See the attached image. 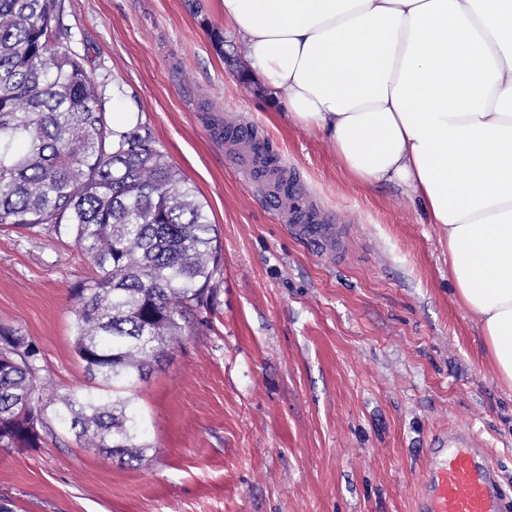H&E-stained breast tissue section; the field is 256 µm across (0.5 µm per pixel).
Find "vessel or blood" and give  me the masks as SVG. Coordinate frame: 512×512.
Masks as SVG:
<instances>
[{"label": "vessel or blood", "instance_id": "vessel-or-blood-1", "mask_svg": "<svg viewBox=\"0 0 512 512\" xmlns=\"http://www.w3.org/2000/svg\"><path fill=\"white\" fill-rule=\"evenodd\" d=\"M296 203L286 214L289 229L315 246L337 251L335 225L305 205L303 192H296ZM456 450L440 466L426 472V494L420 512H512V500L505 495L488 451L471 444L470 434L451 435Z\"/></svg>", "mask_w": 512, "mask_h": 512}]
</instances>
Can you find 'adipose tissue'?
Masks as SVG:
<instances>
[{
	"instance_id": "obj_1",
	"label": "adipose tissue",
	"mask_w": 512,
	"mask_h": 512,
	"mask_svg": "<svg viewBox=\"0 0 512 512\" xmlns=\"http://www.w3.org/2000/svg\"><path fill=\"white\" fill-rule=\"evenodd\" d=\"M249 73L358 182L420 199L512 388V0H221Z\"/></svg>"
}]
</instances>
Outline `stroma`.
<instances>
[{"instance_id":"1","label":"stroma","mask_w":512,"mask_h":512,"mask_svg":"<svg viewBox=\"0 0 512 512\" xmlns=\"http://www.w3.org/2000/svg\"><path fill=\"white\" fill-rule=\"evenodd\" d=\"M65 0L66 46L104 108L139 111L198 192L223 257L217 303L126 390L151 444L120 465L57 429L0 448V499L20 512H414L435 436L468 431L512 498V389L456 295L422 203L363 185L318 132L247 78L221 0ZM223 47H216V36ZM229 127L258 130L309 204L338 226L335 259L294 235ZM70 238L0 228V324L39 350L49 399L102 395L74 351Z\"/></svg>"}]
</instances>
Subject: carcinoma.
<instances>
[{
  "mask_svg": "<svg viewBox=\"0 0 512 512\" xmlns=\"http://www.w3.org/2000/svg\"><path fill=\"white\" fill-rule=\"evenodd\" d=\"M64 0H0V225H49L91 274L72 290L74 348L112 397L50 405L39 351L0 325V448H38L59 425L121 464L151 445L119 390L147 378L212 305L215 225L145 126L119 132L82 59L59 49Z\"/></svg>",
  "mask_w": 512,
  "mask_h": 512,
  "instance_id": "cac0c4a2",
  "label": "carcinoma"
}]
</instances>
